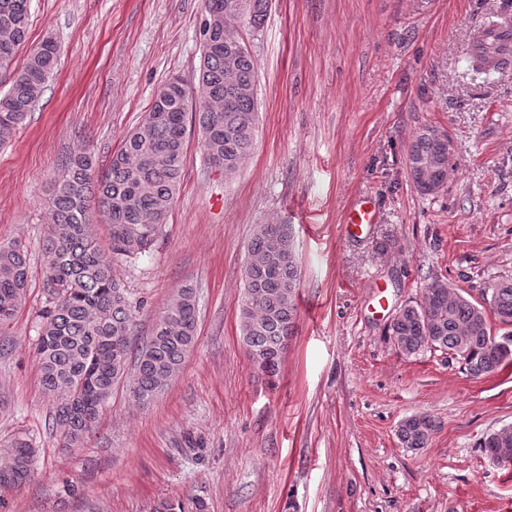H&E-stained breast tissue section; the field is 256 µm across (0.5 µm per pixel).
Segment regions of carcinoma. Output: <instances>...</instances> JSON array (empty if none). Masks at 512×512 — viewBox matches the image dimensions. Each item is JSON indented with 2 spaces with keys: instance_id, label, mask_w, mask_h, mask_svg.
<instances>
[{
  "instance_id": "1",
  "label": "carcinoma",
  "mask_w": 512,
  "mask_h": 512,
  "mask_svg": "<svg viewBox=\"0 0 512 512\" xmlns=\"http://www.w3.org/2000/svg\"><path fill=\"white\" fill-rule=\"evenodd\" d=\"M197 94L190 97L182 78H169L154 96L149 112L127 135L106 168L86 151L68 158L52 198V224L45 243L44 278L52 296L41 313L36 345L40 382L53 404L52 427L65 448L81 446L92 433L112 392L126 378L137 350L132 396L147 405L176 377L198 335L193 288L178 290L157 319L150 338L136 344L134 313L139 303L116 274L115 264L148 253L162 233L180 187L188 140L197 136L209 164L226 175L238 172L250 156L257 130V67L240 39L224 41V29L246 22L260 26L270 0H204ZM30 25V0H0V71L11 86L0 93V148L9 145L42 95L58 64L57 44L47 39L14 66ZM504 46L474 45L471 79L500 68ZM451 158L448 135L426 127L407 151L413 185L424 195L445 187ZM106 224L111 255L100 248L93 227ZM26 248L0 243V324L11 321L25 301L29 282ZM240 332L256 371L274 381L294 334L298 265L283 224H261L249 246ZM482 302L471 300L447 282L433 280L423 302L402 308L387 328L394 347L407 357L437 350L461 363L473 377L496 372L512 362V278L486 282ZM508 327L494 333L485 305ZM438 425L425 414L404 418L397 436L405 448L426 447ZM498 465L512 466V435L497 431L479 443ZM34 448L16 436L0 442V486L20 485L33 473ZM199 499L162 502L156 512H206Z\"/></svg>"
}]
</instances>
